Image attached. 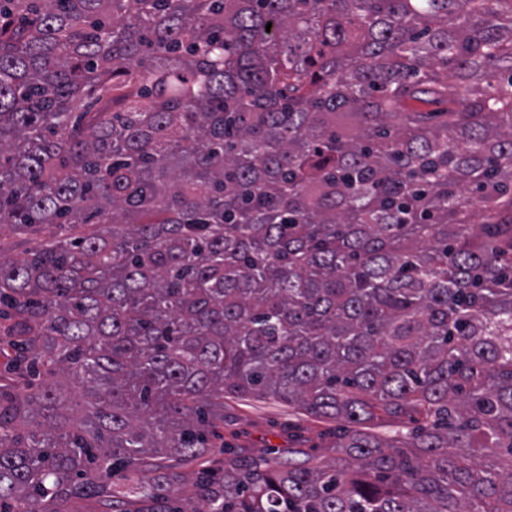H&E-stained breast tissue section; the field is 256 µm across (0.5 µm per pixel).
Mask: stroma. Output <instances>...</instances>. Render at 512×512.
I'll list each match as a JSON object with an SVG mask.
<instances>
[{
	"instance_id": "35a3bbf8",
	"label": "stroma",
	"mask_w": 512,
	"mask_h": 512,
	"mask_svg": "<svg viewBox=\"0 0 512 512\" xmlns=\"http://www.w3.org/2000/svg\"><path fill=\"white\" fill-rule=\"evenodd\" d=\"M331 423L268 398H224V426L214 442L209 462L224 460L233 447L241 460H301L309 455H335Z\"/></svg>"
}]
</instances>
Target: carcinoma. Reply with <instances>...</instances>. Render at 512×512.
I'll return each instance as SVG.
<instances>
[{
	"instance_id": "1",
	"label": "carcinoma",
	"mask_w": 512,
	"mask_h": 512,
	"mask_svg": "<svg viewBox=\"0 0 512 512\" xmlns=\"http://www.w3.org/2000/svg\"><path fill=\"white\" fill-rule=\"evenodd\" d=\"M0 226V512H512V0H0ZM334 428L335 423L272 399L224 395V428L219 430L221 439L214 440L208 461L213 464L235 458L288 462V456L303 460L307 455L329 459L336 456V448H331ZM223 441L234 448V455L224 454ZM195 470L192 466L177 464L170 470L161 471L162 474L170 479L166 494L172 499H180L186 510L198 506L197 499L194 498L193 473Z\"/></svg>"
}]
</instances>
